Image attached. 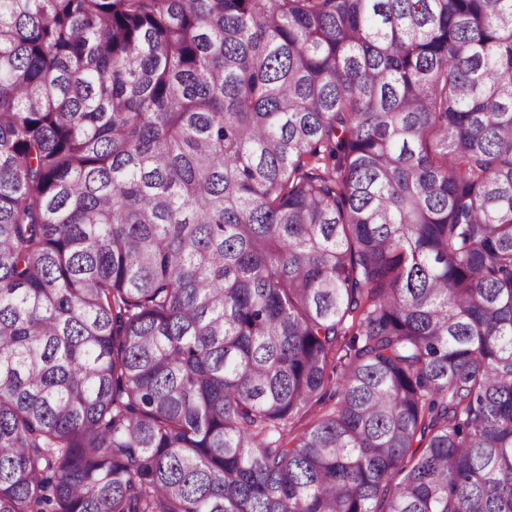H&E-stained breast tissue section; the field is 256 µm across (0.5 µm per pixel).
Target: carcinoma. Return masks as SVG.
Returning a JSON list of instances; mask_svg holds the SVG:
<instances>
[{
	"label": "carcinoma",
	"mask_w": 512,
	"mask_h": 512,
	"mask_svg": "<svg viewBox=\"0 0 512 512\" xmlns=\"http://www.w3.org/2000/svg\"><path fill=\"white\" fill-rule=\"evenodd\" d=\"M0 512H512V0H0Z\"/></svg>",
	"instance_id": "cac0c4a2"
}]
</instances>
